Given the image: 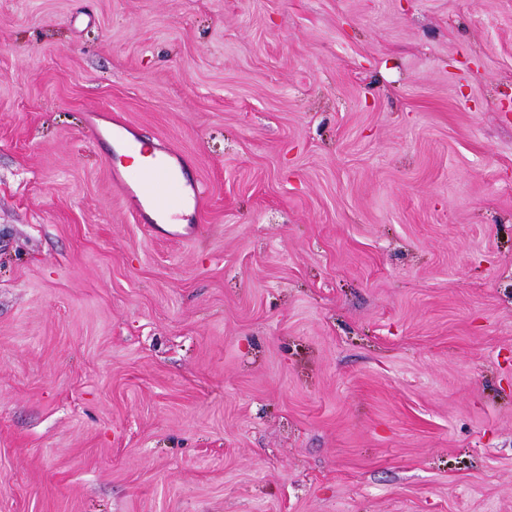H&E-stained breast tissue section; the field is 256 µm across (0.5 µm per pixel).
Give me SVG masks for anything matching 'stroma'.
Masks as SVG:
<instances>
[{"label": "stroma", "mask_w": 512, "mask_h": 512, "mask_svg": "<svg viewBox=\"0 0 512 512\" xmlns=\"http://www.w3.org/2000/svg\"><path fill=\"white\" fill-rule=\"evenodd\" d=\"M0 512H512V0H0ZM175 163L180 165L177 152L169 150L161 156L153 155V160L135 173L125 176L119 169H113L110 173L115 187L122 195L134 198L140 217L143 202L156 214L168 216L181 207L187 187L174 177Z\"/></svg>", "instance_id": "obj_1"}]
</instances>
